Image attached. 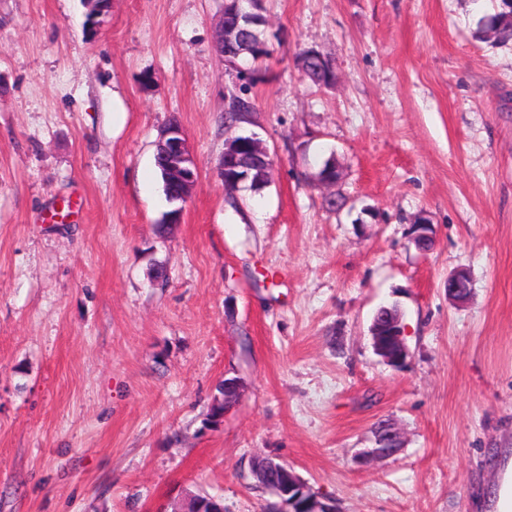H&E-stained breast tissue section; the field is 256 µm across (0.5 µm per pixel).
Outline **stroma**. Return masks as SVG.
<instances>
[{
    "label": "stroma",
    "instance_id": "obj_1",
    "mask_svg": "<svg viewBox=\"0 0 512 512\" xmlns=\"http://www.w3.org/2000/svg\"><path fill=\"white\" fill-rule=\"evenodd\" d=\"M271 58L224 126V0H0V512H262L265 456L338 512H497L512 466V43L499 0H264ZM316 48L336 72L312 85ZM198 177L182 220L155 142ZM275 160L229 198L224 141ZM335 159L329 188L310 178ZM329 197L343 199L328 209ZM432 246L414 244V222ZM470 276L463 301L448 278ZM403 314L381 361L376 309ZM241 382L218 425L217 387ZM387 421L394 457L358 466ZM501 2V11L488 18L486 27L499 42L508 43L512 41V0ZM307 53H310L307 49L303 50L299 56L302 61V71L314 86L329 87L336 79L331 61L322 53L315 54L313 57L305 56ZM156 147L163 163L167 183L173 188L170 200L165 192L168 202L174 205L166 223L169 224L168 231H170L171 225L181 222L183 205L187 202L197 180V169L181 123L169 122L161 130ZM372 346L381 359L392 366L405 359L407 350L401 315L391 307L381 306L371 324Z\"/></svg>",
    "mask_w": 512,
    "mask_h": 512
}]
</instances>
